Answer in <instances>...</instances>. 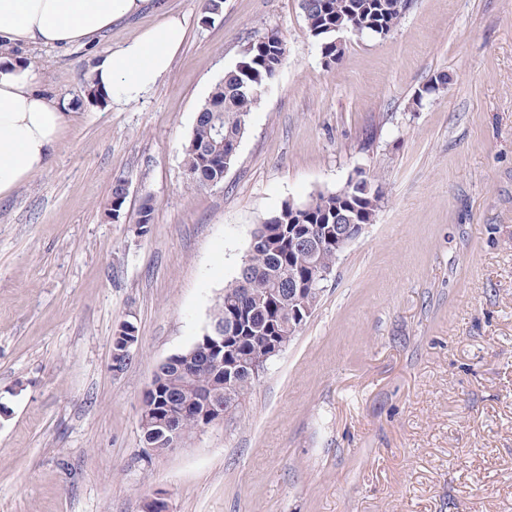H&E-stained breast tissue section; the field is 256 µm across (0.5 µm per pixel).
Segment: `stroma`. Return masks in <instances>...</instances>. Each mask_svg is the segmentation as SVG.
Returning <instances> with one entry per match:
<instances>
[{
    "label": "stroma",
    "instance_id": "obj_1",
    "mask_svg": "<svg viewBox=\"0 0 512 512\" xmlns=\"http://www.w3.org/2000/svg\"><path fill=\"white\" fill-rule=\"evenodd\" d=\"M164 3L187 36L137 102H90V64L159 14L20 51L70 116L0 200V512H512V0H411L387 37L343 33L331 65L299 0ZM271 30L287 53L234 164L189 187L199 106ZM359 171L382 201L302 329L235 413L150 452L143 394L203 335L256 225ZM129 323L124 322L120 326L113 341L112 357L114 360L121 361L122 363H128L131 356V348L138 344L136 331Z\"/></svg>",
    "mask_w": 512,
    "mask_h": 512
}]
</instances>
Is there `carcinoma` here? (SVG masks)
Listing matches in <instances>:
<instances>
[{
	"label": "carcinoma",
	"mask_w": 512,
	"mask_h": 512,
	"mask_svg": "<svg viewBox=\"0 0 512 512\" xmlns=\"http://www.w3.org/2000/svg\"><path fill=\"white\" fill-rule=\"evenodd\" d=\"M311 35L321 45L327 63L338 61L343 47L336 44V28L347 27L357 34L386 37L397 29L406 10V0H299ZM286 54V44L276 31L251 41L237 64L224 76L200 105L192 131L183 145L184 165L193 187L217 185L224 181L226 147L243 138L252 109L275 81ZM375 180L362 174L347 189L320 192L307 203L286 202L274 215L264 219L251 236L248 251L236 281L224 288L210 317L208 330L224 327L230 341L224 346V363L248 371L251 365L266 364L270 339H288L289 324L299 304L289 288L305 289V302L316 306L322 288L315 285L316 272L336 267L340 253L332 241L336 218L343 214L357 224L374 218L382 193L366 185ZM124 179L112 183V215L126 202ZM154 199L141 198L135 224L139 233L152 223ZM321 238L322 247L311 255L288 244V230L299 226ZM240 314L238 326L227 328L228 315ZM224 379L209 371L187 381L174 365L161 369L154 379L155 391L144 395L142 412L165 415V399L178 395L201 400L216 391ZM255 386L242 375L224 397V410L237 409Z\"/></svg>",
	"instance_id": "carcinoma-1"
}]
</instances>
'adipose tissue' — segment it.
Returning <instances> with one entry per match:
<instances>
[{
  "mask_svg": "<svg viewBox=\"0 0 512 512\" xmlns=\"http://www.w3.org/2000/svg\"><path fill=\"white\" fill-rule=\"evenodd\" d=\"M157 5V0H0V198L49 165L68 123L64 104L42 90L41 72L13 54V47L83 45ZM185 36L183 19L163 18L100 53L93 87L117 105L140 99L170 70Z\"/></svg>",
  "mask_w": 512,
  "mask_h": 512,
  "instance_id": "adipose-tissue-1",
  "label": "adipose tissue"
}]
</instances>
